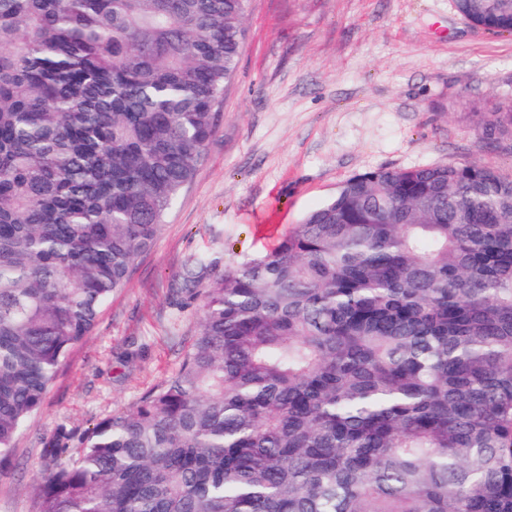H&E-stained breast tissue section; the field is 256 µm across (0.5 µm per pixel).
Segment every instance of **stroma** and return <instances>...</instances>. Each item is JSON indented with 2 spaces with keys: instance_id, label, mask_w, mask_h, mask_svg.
I'll return each mask as SVG.
<instances>
[{
  "instance_id": "obj_1",
  "label": "stroma",
  "mask_w": 512,
  "mask_h": 512,
  "mask_svg": "<svg viewBox=\"0 0 512 512\" xmlns=\"http://www.w3.org/2000/svg\"><path fill=\"white\" fill-rule=\"evenodd\" d=\"M245 27L193 182L17 436L0 512H38L59 425L93 427L178 369L202 305L172 296L190 256L256 257L367 171L476 162L512 172V145H485L473 115L512 97V35L477 28L454 0H250Z\"/></svg>"
}]
</instances>
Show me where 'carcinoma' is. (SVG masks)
Returning a JSON list of instances; mask_svg holds the SVG:
<instances>
[{"mask_svg":"<svg viewBox=\"0 0 512 512\" xmlns=\"http://www.w3.org/2000/svg\"><path fill=\"white\" fill-rule=\"evenodd\" d=\"M512 34V0H455ZM248 0H0V468L193 181ZM512 142V98L479 113ZM190 257L178 370L40 512H512V174L354 175L265 254Z\"/></svg>","mask_w":512,"mask_h":512,"instance_id":"1","label":"carcinoma"}]
</instances>
